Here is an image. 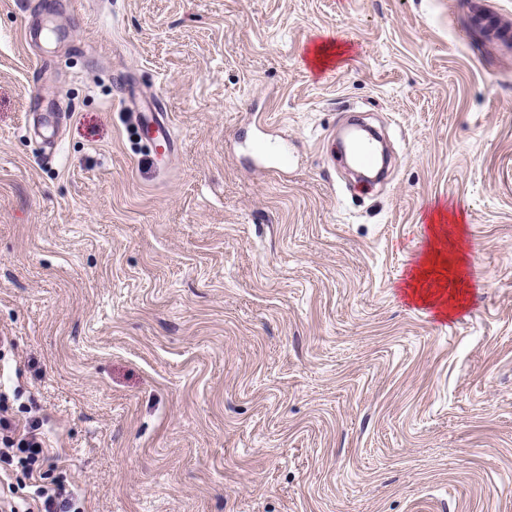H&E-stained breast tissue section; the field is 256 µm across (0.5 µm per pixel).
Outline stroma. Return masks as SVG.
<instances>
[{
  "label": "stroma",
  "mask_w": 512,
  "mask_h": 512,
  "mask_svg": "<svg viewBox=\"0 0 512 512\" xmlns=\"http://www.w3.org/2000/svg\"><path fill=\"white\" fill-rule=\"evenodd\" d=\"M467 3L0 0V390L86 512H512V66ZM356 115L383 183L340 162ZM441 210L446 319L406 295ZM122 104L132 112L137 134L150 150L164 145L169 152L176 151L177 142L173 138L168 114L157 98L146 96L136 85H128ZM249 162L254 167H260L272 174H280L288 168V156H282L275 162H268V151L265 147L256 146L252 150V156Z\"/></svg>",
  "instance_id": "obj_1"
}]
</instances>
